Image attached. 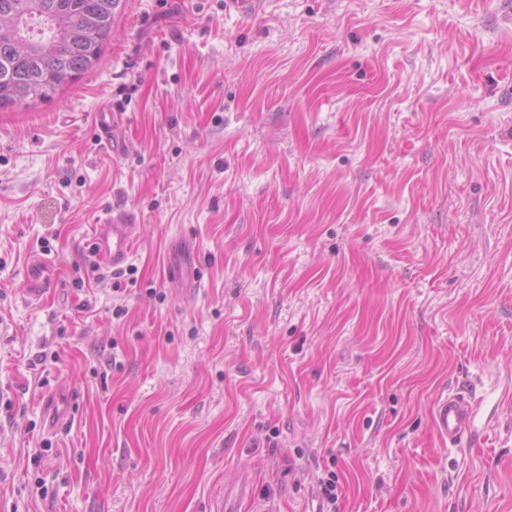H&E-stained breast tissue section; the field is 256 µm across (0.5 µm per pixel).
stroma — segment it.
I'll use <instances>...</instances> for the list:
<instances>
[{
	"mask_svg": "<svg viewBox=\"0 0 512 512\" xmlns=\"http://www.w3.org/2000/svg\"><path fill=\"white\" fill-rule=\"evenodd\" d=\"M244 471L242 512L331 477L330 512H512V0H124L95 70L0 110V512H212ZM95 126L99 138L112 150L113 155H122L125 153V143L115 134L112 106H106L98 112ZM108 222L95 225V244L98 257L116 270L125 266L131 257L132 245L138 237L137 225ZM168 277L172 283L185 285L183 289L187 292L196 291L197 288H201L203 276L201 269L197 267L195 252L193 251L190 254L188 262H183L179 267H170ZM22 292L26 303H39L54 288L59 286L56 261L41 253H30L24 270ZM74 394L71 390H57L46 396L44 400V410L48 416V427L50 430L55 429L59 424L67 421L64 410L65 403L72 400ZM61 407V408H60ZM473 407L461 392L440 394L432 408V422L439 440L451 447L459 446L471 431Z\"/></svg>",
	"mask_w": 512,
	"mask_h": 512,
	"instance_id": "35a3bbf8",
	"label": "stroma"
}]
</instances>
